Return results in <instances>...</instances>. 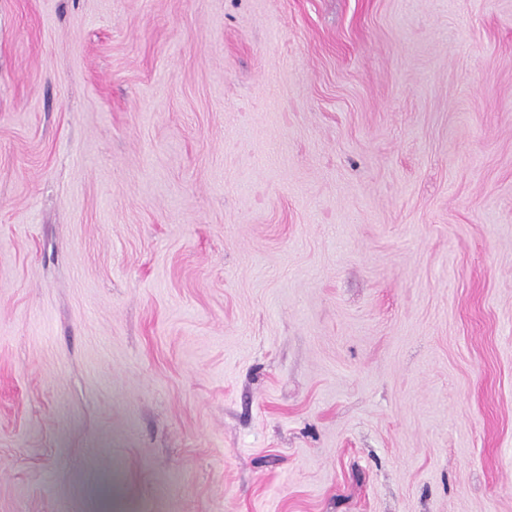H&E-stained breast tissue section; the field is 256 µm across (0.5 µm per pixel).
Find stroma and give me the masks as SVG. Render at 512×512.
I'll use <instances>...</instances> for the list:
<instances>
[{
    "label": "stroma",
    "instance_id": "35a3bbf8",
    "mask_svg": "<svg viewBox=\"0 0 512 512\" xmlns=\"http://www.w3.org/2000/svg\"><path fill=\"white\" fill-rule=\"evenodd\" d=\"M0 512H512V0H0Z\"/></svg>",
    "mask_w": 512,
    "mask_h": 512
}]
</instances>
